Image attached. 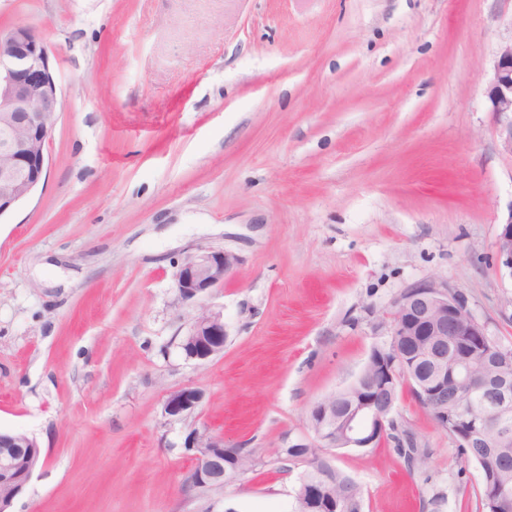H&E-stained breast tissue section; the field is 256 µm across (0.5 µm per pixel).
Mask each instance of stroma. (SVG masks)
I'll return each instance as SVG.
<instances>
[{"label":"stroma","instance_id":"obj_1","mask_svg":"<svg viewBox=\"0 0 512 512\" xmlns=\"http://www.w3.org/2000/svg\"><path fill=\"white\" fill-rule=\"evenodd\" d=\"M44 38L61 88L44 184L0 217V429L46 458L13 512H291L281 450L315 402L389 343L396 298L433 280L512 345L495 240L512 156L485 89L512 0H0ZM239 263L199 302L178 262ZM224 350L179 347L200 307ZM205 393L165 423L169 391ZM427 448H335L364 512H475L477 466L400 384ZM208 428L254 467L197 497L183 442Z\"/></svg>","mask_w":512,"mask_h":512}]
</instances>
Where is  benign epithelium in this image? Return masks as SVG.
Instances as JSON below:
<instances>
[{
    "instance_id": "obj_1",
    "label": "benign epithelium",
    "mask_w": 512,
    "mask_h": 512,
    "mask_svg": "<svg viewBox=\"0 0 512 512\" xmlns=\"http://www.w3.org/2000/svg\"><path fill=\"white\" fill-rule=\"evenodd\" d=\"M487 98L496 117L498 147L512 156V39L499 47L488 75ZM60 111L61 92L46 42L26 24L0 30V217L29 199L45 181L47 147ZM495 247L500 266L512 276V213L501 223ZM236 263L237 258L224 250H201L176 266L174 287L183 301L194 302L224 284ZM389 333L390 355L369 359L350 385L361 398L347 408L344 420L336 419L333 398L316 402L310 411L313 437L297 439L296 447L307 448L313 439L322 448L375 447L395 407L393 399L377 403L376 393L395 381L391 367L409 359L431 370L417 398L428 410L448 413L450 388H462L470 395L471 410L456 420L454 437L460 443L489 442L491 418L498 439L512 437L507 425L512 417L507 384L480 379L470 368L471 358L478 354L502 375L512 368V348L485 345L488 328L466 301L433 281L414 285L396 299ZM227 338L223 315L203 308L180 348L187 358L206 361L223 351ZM204 399L197 387L171 391L163 402L162 416L168 422L186 421ZM0 449V512H9L28 485L42 448L24 432L0 431ZM184 449L195 460L185 476L186 486L222 491L224 482L238 480L240 456L224 444V436L194 428L184 440ZM224 456L232 466L227 477L212 471V462ZM301 494L306 512H323L325 486L304 485Z\"/></svg>"
}]
</instances>
